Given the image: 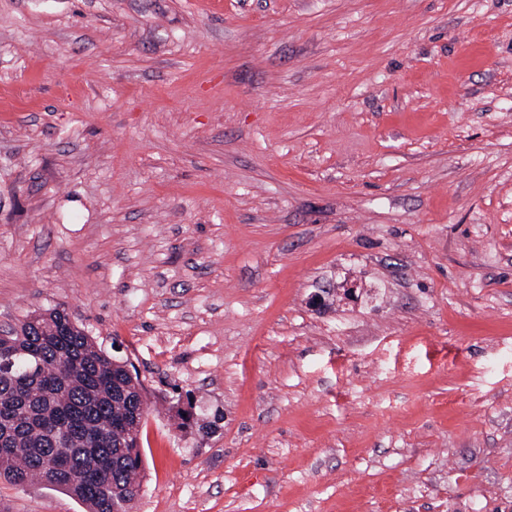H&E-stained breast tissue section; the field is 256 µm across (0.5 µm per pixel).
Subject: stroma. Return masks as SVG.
<instances>
[{
	"mask_svg": "<svg viewBox=\"0 0 512 512\" xmlns=\"http://www.w3.org/2000/svg\"><path fill=\"white\" fill-rule=\"evenodd\" d=\"M54 307L148 392L131 512H512V0H0V326Z\"/></svg>",
	"mask_w": 512,
	"mask_h": 512,
	"instance_id": "35a3bbf8",
	"label": "stroma"
}]
</instances>
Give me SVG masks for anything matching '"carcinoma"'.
Instances as JSON below:
<instances>
[{
  "mask_svg": "<svg viewBox=\"0 0 512 512\" xmlns=\"http://www.w3.org/2000/svg\"><path fill=\"white\" fill-rule=\"evenodd\" d=\"M146 408L138 376L64 309L0 337V479L12 485L40 481L87 512H129Z\"/></svg>",
  "mask_w": 512,
  "mask_h": 512,
  "instance_id": "cac0c4a2",
  "label": "carcinoma"
}]
</instances>
